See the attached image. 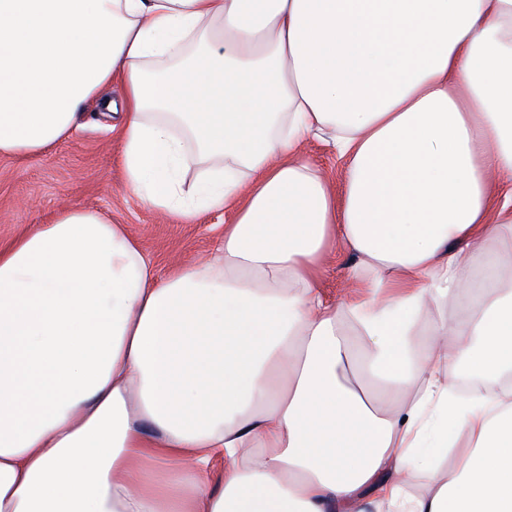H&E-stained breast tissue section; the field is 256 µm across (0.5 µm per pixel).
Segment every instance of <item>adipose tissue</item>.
<instances>
[{"instance_id":"1","label":"adipose tissue","mask_w":512,"mask_h":512,"mask_svg":"<svg viewBox=\"0 0 512 512\" xmlns=\"http://www.w3.org/2000/svg\"><path fill=\"white\" fill-rule=\"evenodd\" d=\"M115 81L127 185L233 219L162 276L83 209L0 248V512H512V0H0V156ZM302 155L324 171L333 183L336 191H341L345 179V171L336 161L335 155L323 142L309 139L301 149ZM350 261V254L339 251L329 263L321 282L322 292L328 299L335 300L344 291Z\"/></svg>"}]
</instances>
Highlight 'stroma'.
Wrapping results in <instances>:
<instances>
[{"mask_svg": "<svg viewBox=\"0 0 512 512\" xmlns=\"http://www.w3.org/2000/svg\"><path fill=\"white\" fill-rule=\"evenodd\" d=\"M120 83L82 108L78 129L49 153L0 157V243L6 244L61 212L78 208L99 212L126 225L159 273L208 257L223 243L224 211L205 212L183 222L144 203L125 181L121 133L104 105L120 101Z\"/></svg>", "mask_w": 512, "mask_h": 512, "instance_id": "stroma-1", "label": "stroma"}]
</instances>
